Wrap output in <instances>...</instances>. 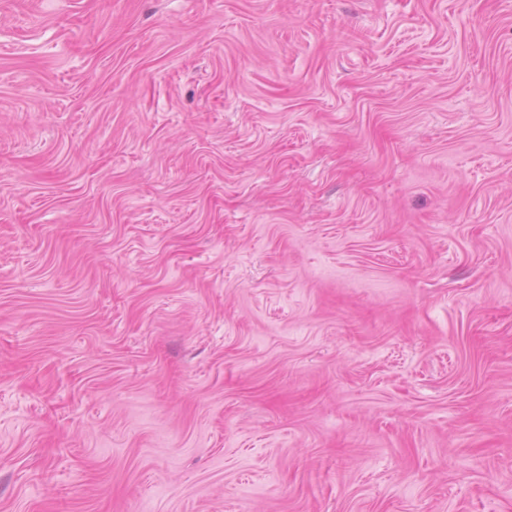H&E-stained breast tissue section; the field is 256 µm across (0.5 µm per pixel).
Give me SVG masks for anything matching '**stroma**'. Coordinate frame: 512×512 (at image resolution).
Masks as SVG:
<instances>
[{"instance_id": "35a3bbf8", "label": "stroma", "mask_w": 512, "mask_h": 512, "mask_svg": "<svg viewBox=\"0 0 512 512\" xmlns=\"http://www.w3.org/2000/svg\"><path fill=\"white\" fill-rule=\"evenodd\" d=\"M0 512H512V0H0Z\"/></svg>"}]
</instances>
